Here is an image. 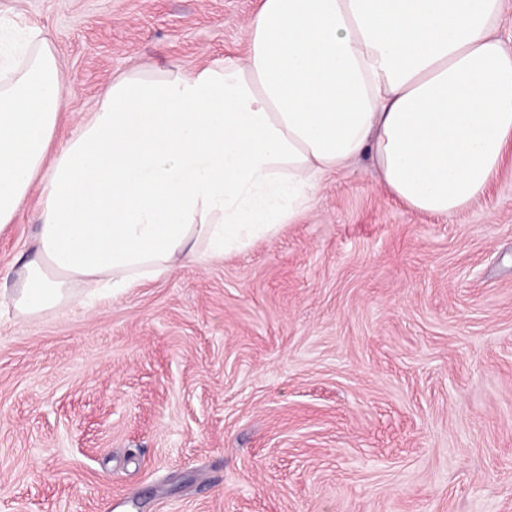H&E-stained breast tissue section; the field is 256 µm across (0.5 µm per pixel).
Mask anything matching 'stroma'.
<instances>
[{
	"instance_id": "1",
	"label": "stroma",
	"mask_w": 512,
	"mask_h": 512,
	"mask_svg": "<svg viewBox=\"0 0 512 512\" xmlns=\"http://www.w3.org/2000/svg\"><path fill=\"white\" fill-rule=\"evenodd\" d=\"M256 5L0 0V26L50 31L64 140L115 76L243 57ZM0 512H512V159L443 221L365 156L244 250L1 308Z\"/></svg>"
}]
</instances>
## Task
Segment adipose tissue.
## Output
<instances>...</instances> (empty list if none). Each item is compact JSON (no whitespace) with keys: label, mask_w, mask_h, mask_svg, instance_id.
I'll use <instances>...</instances> for the list:
<instances>
[{"label":"adipose tissue","mask_w":512,"mask_h":512,"mask_svg":"<svg viewBox=\"0 0 512 512\" xmlns=\"http://www.w3.org/2000/svg\"><path fill=\"white\" fill-rule=\"evenodd\" d=\"M504 0H260L247 51L113 78L67 108L52 38L0 51V228L41 185L32 258L4 296L34 318L76 288H130L295 223L325 175L370 156L407 208L450 219L512 150Z\"/></svg>","instance_id":"1"}]
</instances>
